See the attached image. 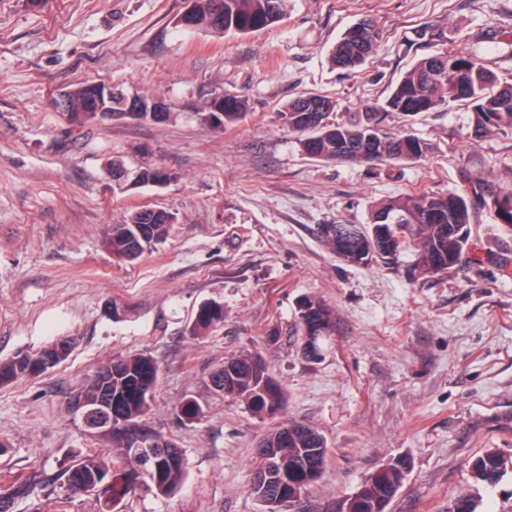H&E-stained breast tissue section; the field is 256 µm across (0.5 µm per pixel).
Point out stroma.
I'll use <instances>...</instances> for the list:
<instances>
[{
  "label": "stroma",
  "mask_w": 512,
  "mask_h": 512,
  "mask_svg": "<svg viewBox=\"0 0 512 512\" xmlns=\"http://www.w3.org/2000/svg\"><path fill=\"white\" fill-rule=\"evenodd\" d=\"M185 0H0V360L68 337L69 357L0 386V488L27 485L8 512H100L97 496L68 490L65 469L116 454L69 403L112 359L160 365L140 426L182 448L187 477L162 497L140 486L121 512H261L250 490L258 440L277 419L216 392L225 359L260 353L285 395L283 417L320 432L322 478L304 512H332L365 477L404 458L388 512H448L470 495L479 512H512V232L489 210L469 226L472 253L423 274L398 264L355 265L320 239L324 224L368 222L371 205L442 193L470 179L512 189V132L469 135L455 102L416 117L391 114V134L428 143L422 160L323 162L302 154L280 118L309 93L337 103V120L384 103L420 58L478 53L512 76V0H289L274 27L239 36L183 30ZM362 19L381 41L354 73L332 47ZM121 84L174 105L161 123L90 120L57 112V94L87 82ZM217 92L246 97L224 131L200 114ZM161 167L171 182L117 186L112 163ZM143 207L175 217L137 261L104 245L112 224ZM325 303L336 330L318 359L301 350L296 304ZM206 301L224 322L191 332ZM196 400L198 421L176 406ZM507 462L495 484L476 481L485 452Z\"/></svg>",
  "instance_id": "1"
}]
</instances>
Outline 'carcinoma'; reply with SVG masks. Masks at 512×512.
Returning a JSON list of instances; mask_svg holds the SVG:
<instances>
[{
	"mask_svg": "<svg viewBox=\"0 0 512 512\" xmlns=\"http://www.w3.org/2000/svg\"><path fill=\"white\" fill-rule=\"evenodd\" d=\"M287 8L288 0H195L192 26L226 36L246 34L280 21ZM379 39L380 32L373 22H357L336 42L330 61L339 69L355 70L374 52ZM68 95L70 117L74 118L86 104L87 88L80 86L68 91ZM456 101L471 108L474 135L512 131V78L499 77L473 53L447 49L421 58L394 85L383 105L359 112L347 121H337L336 101L320 95L289 102L281 116L298 134L302 153L311 159L397 164L420 160L429 146L411 133H386L383 125L388 115L398 112L415 117ZM247 110L245 97L220 94L211 97L201 119L207 125L209 114L219 112L220 126L226 129L242 120ZM477 207L489 209L497 224L512 231V190H489L469 182L444 194L388 197L373 206L368 224H332L320 233V238L339 258L356 265L378 260L391 265L411 248L414 266L434 274L463 262L469 245L467 224ZM168 215L165 210L143 208L112 225L106 246L113 259L133 262L148 248L161 243L169 231ZM296 314L302 331L313 326L329 336L336 329V318L318 300L299 299ZM223 322L222 306L207 302L197 312L193 331L207 332ZM159 373L158 363L150 357L117 359L97 371L74 398L94 406L102 392H109L114 415L137 432L139 421L151 408L146 396L154 394ZM28 376L27 365L18 357L0 361V386ZM212 384L260 417H273L282 411V386L258 353L225 361L213 373ZM176 411L179 419L188 421L203 414L192 399L183 400ZM113 439L121 450V466L111 469L96 456L86 455L65 470L69 487L87 493L88 484L95 478L109 475L111 483L98 490L97 497L112 507V512H120L122 500L141 482L158 495H168L184 482L186 466L180 448L167 449L140 472L127 457L122 439L116 435ZM327 452L324 437L303 424L289 422L268 433L258 450L260 456H271L274 465L266 494L280 502L299 497L312 485L315 473L324 470ZM504 466L499 454L487 452L473 461L472 469L475 477L484 482L489 475L501 473ZM405 470V462L396 460L374 471L350 498L349 512H380V499L389 490L401 487Z\"/></svg>",
	"mask_w": 512,
	"mask_h": 512,
	"instance_id": "cac0c4a2",
	"label": "carcinoma"
}]
</instances>
